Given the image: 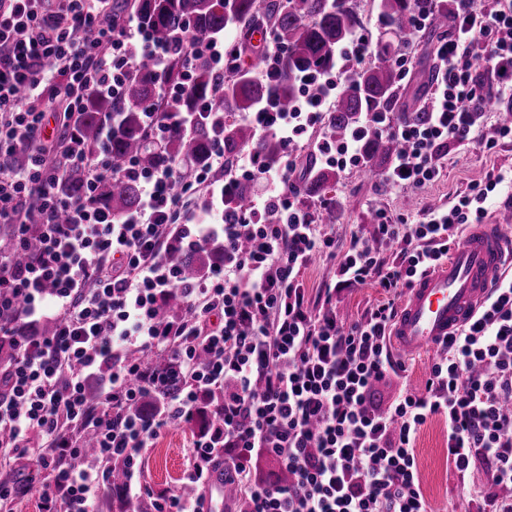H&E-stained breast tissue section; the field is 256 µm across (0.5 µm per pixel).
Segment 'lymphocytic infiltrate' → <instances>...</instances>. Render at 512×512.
Segmentation results:
<instances>
[{
  "label": "lymphocytic infiltrate",
  "instance_id": "lymphocytic-infiltrate-1",
  "mask_svg": "<svg viewBox=\"0 0 512 512\" xmlns=\"http://www.w3.org/2000/svg\"><path fill=\"white\" fill-rule=\"evenodd\" d=\"M457 26L436 47V84L424 123L373 112L366 121L404 145L385 180L419 188L439 173L440 151L473 138L470 106L485 98L476 60L500 95L512 96V0H459ZM223 39L180 29L175 42L158 41L137 9L115 11L112 0H0V226L19 249L36 242L17 264L0 253V335L18 324L50 319L49 336L16 344L0 367V451L38 462L41 512H97L122 463V494L151 499L154 512H200L194 497L157 492L143 484L140 459L162 431L201 413L211 392L223 395L212 419L195 436L189 484L205 488L212 468L238 489L234 512H431L423 494L415 441L427 420L448 427V466L459 479L483 467L488 479L469 492L464 512H512V278L501 276L475 316L449 336L432 362L422 391L401 389L386 408L374 401L376 383L401 376L404 365L389 345L395 298L447 258L463 230L482 222L502 177L474 183L453 206L424 212L418 222L376 212L373 236L354 237L337 254L292 182L289 156L299 140L312 143L331 167L359 165L360 137L325 136L330 96L318 93L316 74L299 110L271 106L241 116L254 130L277 137L288 159L266 165L242 151L223 182L211 177L224 164L216 146L205 165L181 175L180 162L147 169L136 160L116 164L108 143L118 130L106 113L101 140L88 149L76 134L86 97L124 99L138 60L164 68L184 61L182 82L164 84L144 104L143 134L164 142L188 130L197 115L178 103L196 61L223 75L236 52ZM60 106L67 134H45L52 106ZM83 173L80 195L63 188L67 167ZM135 182L138 206L114 219L96 201L100 181ZM260 181L264 194L235 212L224 207L242 181ZM193 214H185L187 199ZM224 263L204 278H183L179 256L214 239ZM400 244L395 262L383 247ZM338 257L334 285L311 300L302 275L315 256ZM375 283L386 301L350 325L336 319L345 290ZM180 294L182 312L162 321V299ZM132 351L172 354L171 372L129 361ZM101 375L99 399L86 384ZM163 398L151 415L134 413L143 393ZM95 449L85 454L82 438ZM267 458L288 471L285 484L258 476Z\"/></svg>",
  "mask_w": 512,
  "mask_h": 512
}]
</instances>
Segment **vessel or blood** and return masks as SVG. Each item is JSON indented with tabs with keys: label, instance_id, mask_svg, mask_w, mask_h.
<instances>
[{
	"label": "vessel or blood",
	"instance_id": "vessel-or-blood-1",
	"mask_svg": "<svg viewBox=\"0 0 512 512\" xmlns=\"http://www.w3.org/2000/svg\"><path fill=\"white\" fill-rule=\"evenodd\" d=\"M510 267L512 223L470 226L448 260L406 290L390 328L393 350L410 357L440 346L475 315Z\"/></svg>",
	"mask_w": 512,
	"mask_h": 512
}]
</instances>
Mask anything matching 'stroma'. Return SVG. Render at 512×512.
I'll list each match as a JSON object with an SVG mask.
<instances>
[{
    "label": "stroma",
    "mask_w": 512,
    "mask_h": 512,
    "mask_svg": "<svg viewBox=\"0 0 512 512\" xmlns=\"http://www.w3.org/2000/svg\"><path fill=\"white\" fill-rule=\"evenodd\" d=\"M409 72L405 75L395 105L396 111L414 112L423 106L432 90L436 60L432 49L416 44L407 52ZM499 115L483 113L475 127L476 140L461 146L447 144L442 149L439 175L418 189H402L382 179H365L362 167L336 170L335 179L324 196L304 197L306 206L336 207L337 223L326 225V232L336 239L337 253H344L354 236H370L371 217L376 210L402 213L417 219L434 203L449 204L468 192L471 184L498 173L512 177V138L498 141L493 150H484L479 140L497 126ZM197 426H180L164 431L144 451L143 480L154 488L177 490L183 484L189 450ZM416 454L424 494L434 512H453L469 489L483 485V471H473L465 484H457L448 470L447 428L440 418L427 421L416 441Z\"/></svg>",
    "instance_id": "obj_1"
}]
</instances>
